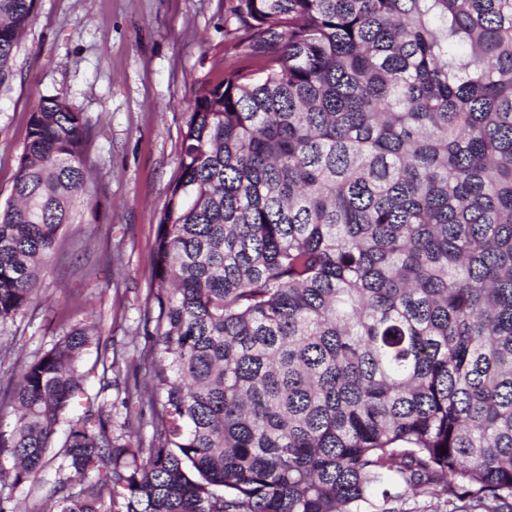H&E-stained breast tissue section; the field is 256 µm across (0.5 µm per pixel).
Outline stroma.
<instances>
[{"instance_id": "stroma-1", "label": "stroma", "mask_w": 512, "mask_h": 512, "mask_svg": "<svg viewBox=\"0 0 512 512\" xmlns=\"http://www.w3.org/2000/svg\"><path fill=\"white\" fill-rule=\"evenodd\" d=\"M226 0H36L16 75L0 91V205L12 194L30 112L67 99L88 120L98 206L67 225L41 300L15 322L4 369L20 368L94 316L121 374L145 380L149 274L159 212L179 174L182 133L199 82L222 77L231 40Z\"/></svg>"}]
</instances>
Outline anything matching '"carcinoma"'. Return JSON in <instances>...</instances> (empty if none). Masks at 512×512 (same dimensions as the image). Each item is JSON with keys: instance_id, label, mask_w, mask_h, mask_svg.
Masks as SVG:
<instances>
[{"instance_id": "carcinoma-1", "label": "carcinoma", "mask_w": 512, "mask_h": 512, "mask_svg": "<svg viewBox=\"0 0 512 512\" xmlns=\"http://www.w3.org/2000/svg\"><path fill=\"white\" fill-rule=\"evenodd\" d=\"M35 8L0 0V88ZM224 24L157 225L149 382L88 316L0 388V479L55 466L48 512H512V0H229ZM88 143L66 99L30 112L1 325L92 205Z\"/></svg>"}]
</instances>
